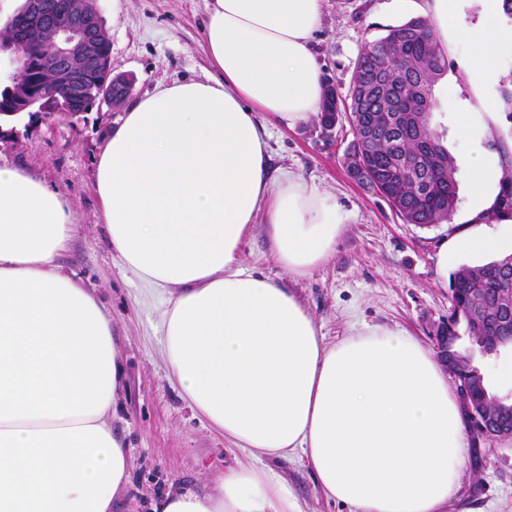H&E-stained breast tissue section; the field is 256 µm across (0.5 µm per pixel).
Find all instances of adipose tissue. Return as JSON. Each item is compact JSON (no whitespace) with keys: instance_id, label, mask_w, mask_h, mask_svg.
I'll list each match as a JSON object with an SVG mask.
<instances>
[{"instance_id":"1","label":"adipose tissue","mask_w":512,"mask_h":512,"mask_svg":"<svg viewBox=\"0 0 512 512\" xmlns=\"http://www.w3.org/2000/svg\"><path fill=\"white\" fill-rule=\"evenodd\" d=\"M325 4L206 0L212 74L130 104L96 162V223L139 284L165 297L170 378L248 459L210 491L159 496L153 512H302L269 464L295 453L354 512H448L459 487L466 425L439 358L406 330L364 322L326 344L293 289L240 261L260 219L273 259L301 279L346 226L335 197L268 169V123L293 128L320 113L312 40ZM421 11L438 42L468 45L476 87L496 82L512 49L500 0H485L475 26L460 0ZM443 106L482 215L502 171L477 113L452 95ZM76 225L64 193L0 166V512H112L129 482V450L109 421L124 372L112 319L57 264ZM508 247V233L465 231L439 269L453 252Z\"/></svg>"}]
</instances>
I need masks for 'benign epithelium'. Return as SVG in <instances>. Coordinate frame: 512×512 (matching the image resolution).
I'll list each match as a JSON object with an SVG mask.
<instances>
[{"label":"benign epithelium","mask_w":512,"mask_h":512,"mask_svg":"<svg viewBox=\"0 0 512 512\" xmlns=\"http://www.w3.org/2000/svg\"><path fill=\"white\" fill-rule=\"evenodd\" d=\"M48 9L44 0H25L21 11L9 20L12 35L20 42L48 38L49 48L60 64L61 73L47 76L41 85L40 95L54 96L61 87L66 88L70 96L83 93L82 83L73 82V78L82 73L86 66L93 64L102 69L106 76L101 90L93 98L100 106L114 108L112 72L109 70V60L102 56V49L110 44V37L102 23L97 0H64L54 7L51 26L46 29L42 26V20ZM6 98L18 113L31 106L35 91L22 71L18 70L11 75ZM433 339L443 367L450 376L458 378L456 357L448 353V325H437ZM479 387L481 384L477 376H469L463 380L459 397L472 415L480 439L485 442L505 437L511 439L512 431H502L498 427V417L504 414V409L496 411L484 404L475 405L473 392Z\"/></svg>","instance_id":"1"}]
</instances>
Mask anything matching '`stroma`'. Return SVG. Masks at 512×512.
Wrapping results in <instances>:
<instances>
[{"label": "stroma", "instance_id": "stroma-1", "mask_svg": "<svg viewBox=\"0 0 512 512\" xmlns=\"http://www.w3.org/2000/svg\"><path fill=\"white\" fill-rule=\"evenodd\" d=\"M111 40L112 72L131 80V100L156 84L204 79L212 67L205 53V0H97ZM419 14L416 0H327L313 47L324 74L348 92L365 42L386 27ZM448 69L441 78L462 104L479 112L495 135L485 145L495 155L512 152V122L498 109L497 87L476 89L465 47L449 40ZM122 114L91 109L77 118L25 125L0 139V166L18 167L63 191L78 221L77 232L59 257L60 265L95 294L120 341L124 386L112 426L132 453L130 484L119 492L114 512H149L157 494L183 487L199 490L212 476L237 466L243 454L223 434L195 415L180 390L169 383L160 336L157 295L136 285L112 248L105 225L96 223L100 202L95 162L109 128ZM269 174L292 171L336 197L347 225L329 259L295 280L272 259L264 224H255L240 259L274 281L294 288L317 323L326 344L346 336L353 322L407 330L433 347L437 325L447 320L450 286L437 273L442 247L470 226L469 188L458 181L451 221L423 227L402 221L375 191L352 180L344 159L355 135L348 115L331 134L317 121L296 128L268 127ZM272 465L288 481L302 512H352L332 501L300 458ZM449 512H512V445L470 446Z\"/></svg>", "mask_w": 512, "mask_h": 512}]
</instances>
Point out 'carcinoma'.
I'll return each instance as SVG.
<instances>
[{
    "instance_id": "obj_1",
    "label": "carcinoma",
    "mask_w": 512,
    "mask_h": 512,
    "mask_svg": "<svg viewBox=\"0 0 512 512\" xmlns=\"http://www.w3.org/2000/svg\"><path fill=\"white\" fill-rule=\"evenodd\" d=\"M26 70L33 87L52 65L49 46L30 42L14 47L0 41ZM448 68L428 22L415 17L389 26L359 56L350 94L363 98L350 107L355 141L349 175L369 185L408 224L432 226L451 221L458 183L454 157L430 126L437 107L433 86ZM501 110L512 122V73L499 80ZM341 97H323L319 119L332 126L339 119ZM484 218H512V172L506 171L495 203ZM448 333L479 334L491 343L512 336V255L475 265H462L451 275Z\"/></svg>"
}]
</instances>
